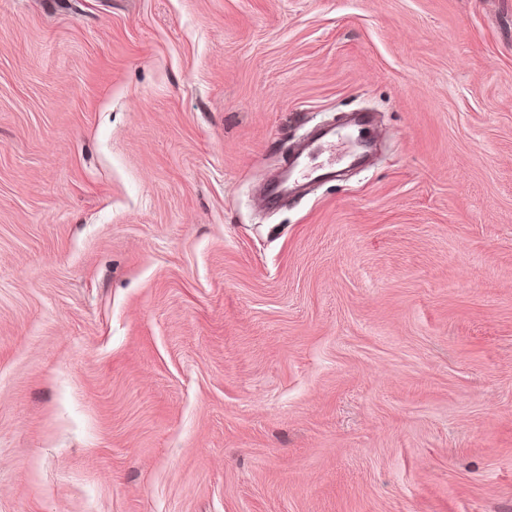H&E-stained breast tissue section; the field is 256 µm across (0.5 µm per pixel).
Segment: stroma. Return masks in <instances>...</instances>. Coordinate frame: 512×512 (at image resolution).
<instances>
[{
    "mask_svg": "<svg viewBox=\"0 0 512 512\" xmlns=\"http://www.w3.org/2000/svg\"><path fill=\"white\" fill-rule=\"evenodd\" d=\"M0 512H512V0H0Z\"/></svg>",
    "mask_w": 512,
    "mask_h": 512,
    "instance_id": "stroma-1",
    "label": "stroma"
}]
</instances>
